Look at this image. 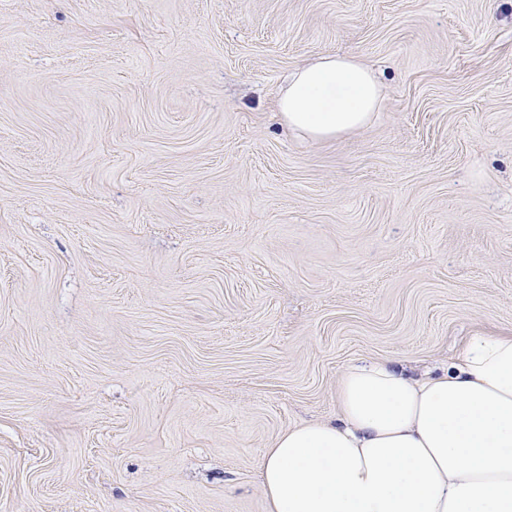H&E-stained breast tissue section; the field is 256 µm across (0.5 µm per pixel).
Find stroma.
Wrapping results in <instances>:
<instances>
[{
    "label": "stroma",
    "instance_id": "1",
    "mask_svg": "<svg viewBox=\"0 0 512 512\" xmlns=\"http://www.w3.org/2000/svg\"><path fill=\"white\" fill-rule=\"evenodd\" d=\"M511 332L512 0H0V512H266L347 367ZM383 85L355 58L323 55L295 71L278 99L283 122L299 135L332 141L367 125L379 112Z\"/></svg>",
    "mask_w": 512,
    "mask_h": 512
}]
</instances>
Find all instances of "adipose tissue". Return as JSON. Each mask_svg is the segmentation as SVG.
<instances>
[{
    "mask_svg": "<svg viewBox=\"0 0 512 512\" xmlns=\"http://www.w3.org/2000/svg\"><path fill=\"white\" fill-rule=\"evenodd\" d=\"M384 89L329 54L282 88L283 122L332 141L367 125ZM332 422L288 428L265 453L267 512H512V333L470 337L437 376L390 360L348 367Z\"/></svg>",
    "mask_w": 512,
    "mask_h": 512,
    "instance_id": "ef3b65f1",
    "label": "adipose tissue"
}]
</instances>
